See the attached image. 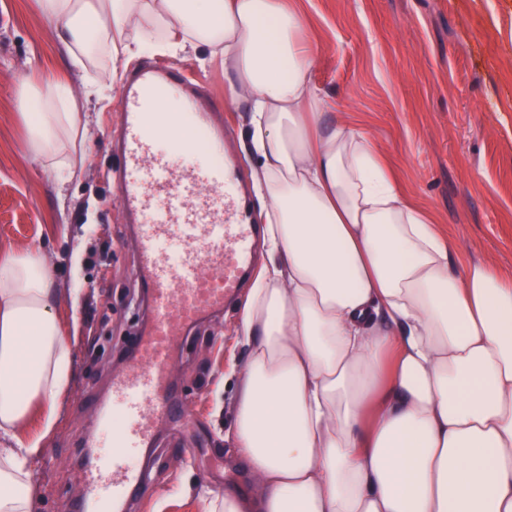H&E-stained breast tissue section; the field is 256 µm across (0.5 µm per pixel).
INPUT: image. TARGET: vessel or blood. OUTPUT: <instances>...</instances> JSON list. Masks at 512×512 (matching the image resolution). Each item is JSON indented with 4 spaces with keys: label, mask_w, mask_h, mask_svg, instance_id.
<instances>
[{
    "label": "vessel or blood",
    "mask_w": 512,
    "mask_h": 512,
    "mask_svg": "<svg viewBox=\"0 0 512 512\" xmlns=\"http://www.w3.org/2000/svg\"><path fill=\"white\" fill-rule=\"evenodd\" d=\"M202 135L210 150L178 160L181 136ZM194 85L175 67L144 68L124 88L121 201L140 226L138 250L155 321L138 341L139 359L112 382V412L123 425L111 452L92 457L85 482L102 506L119 505L142 484L135 463L165 412L172 353L185 328L236 297L251 271L258 228L250 220L239 167L225 159Z\"/></svg>",
    "instance_id": "b4317fda"
}]
</instances>
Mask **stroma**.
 Listing matches in <instances>:
<instances>
[{"mask_svg":"<svg viewBox=\"0 0 512 512\" xmlns=\"http://www.w3.org/2000/svg\"><path fill=\"white\" fill-rule=\"evenodd\" d=\"M313 44L325 122L359 127L408 196L449 234L456 262L483 261L512 277V0H296ZM58 29L37 0H0V247H41L52 259L67 326L69 384L29 468L36 512H93L84 470L119 374L112 353L138 340L151 314L135 225L119 194L123 84L87 106L82 173L42 167L23 150L19 80L63 74ZM203 49L133 60L184 68L213 101L226 156L241 170V115L227 111L224 64ZM241 300L200 320L173 353L168 414L137 463L147 487L121 512H203L211 493L247 485L226 435L234 423L231 364Z\"/></svg>","mask_w":512,"mask_h":512,"instance_id":"obj_1","label":"stroma"}]
</instances>
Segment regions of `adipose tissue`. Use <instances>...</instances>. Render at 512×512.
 <instances>
[{"label":"adipose tissue","mask_w":512,"mask_h":512,"mask_svg":"<svg viewBox=\"0 0 512 512\" xmlns=\"http://www.w3.org/2000/svg\"><path fill=\"white\" fill-rule=\"evenodd\" d=\"M79 70L30 96L24 152L76 170L135 58L205 47L246 103L267 258L240 311L229 434L250 484L209 512H512V278L454 245L357 127L323 126L303 14L283 0H39ZM40 248L0 254V512H35L30 459L70 370Z\"/></svg>","instance_id":"adipose-tissue-1"}]
</instances>
